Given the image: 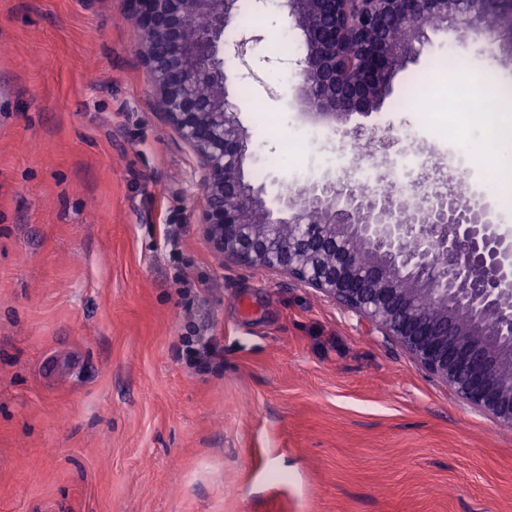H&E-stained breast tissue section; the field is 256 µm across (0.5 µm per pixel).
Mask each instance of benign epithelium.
<instances>
[{"instance_id": "1", "label": "benign epithelium", "mask_w": 512, "mask_h": 512, "mask_svg": "<svg viewBox=\"0 0 512 512\" xmlns=\"http://www.w3.org/2000/svg\"><path fill=\"white\" fill-rule=\"evenodd\" d=\"M136 53L165 121L202 170L199 224L226 266L293 279L402 348L448 393L512 426V227L480 191L460 201L440 178L379 194L343 175L290 187L272 207L244 179L249 137L224 88V41L237 0H126ZM304 54L297 90L310 115L347 122L380 111L433 16L512 56V0H279ZM399 26L395 38L392 28ZM341 139L394 146L379 128L333 127ZM336 197V211L322 203ZM494 314L490 335L484 318Z\"/></svg>"}]
</instances>
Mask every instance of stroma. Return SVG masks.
Returning a JSON list of instances; mask_svg holds the SVG:
<instances>
[{"mask_svg": "<svg viewBox=\"0 0 512 512\" xmlns=\"http://www.w3.org/2000/svg\"><path fill=\"white\" fill-rule=\"evenodd\" d=\"M260 39L225 57L246 179L281 191L349 146L301 115L304 46L239 0ZM371 123L438 154L487 140L474 92L512 58L455 30ZM125 0H0V512H512V427L303 284L227 266L198 223L201 172L158 106ZM466 60L447 130L401 107ZM295 137L308 153L285 158ZM212 336L200 368L180 339Z\"/></svg>", "mask_w": 512, "mask_h": 512, "instance_id": "obj_1", "label": "stroma"}]
</instances>
